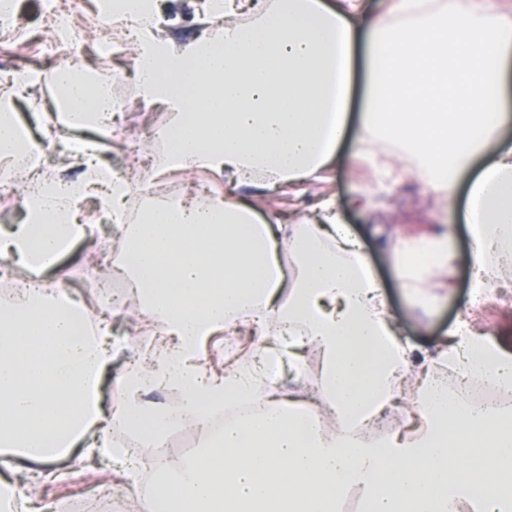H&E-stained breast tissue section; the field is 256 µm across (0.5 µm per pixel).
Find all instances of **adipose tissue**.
Here are the masks:
<instances>
[{"label": "adipose tissue", "mask_w": 512, "mask_h": 512, "mask_svg": "<svg viewBox=\"0 0 512 512\" xmlns=\"http://www.w3.org/2000/svg\"><path fill=\"white\" fill-rule=\"evenodd\" d=\"M186 0H113L105 14L137 47L138 97L163 107L168 147L138 186L107 162L83 158L76 176L34 164L13 111L37 73L0 78V158L29 187L24 222L0 239V266L56 269L72 241L88 239L80 204L95 198L119 224L117 270L160 327L161 355L120 379L124 403L105 412L99 385L112 363L106 321L88 315L55 280L21 289L0 307V456L48 463L82 442L125 473L138 463L113 447L122 427L159 442L173 425H205L212 407L256 398L262 411L206 436L193 455L157 466L155 512H336L355 490L362 512H512V404L461 402L456 383L488 380L512 393V349L476 333L462 312L434 354L400 338L362 246L332 202L283 225L235 195L297 185L324 172L350 138L358 70H365L362 132L400 141L432 186L467 176L473 239L471 308L512 263V15L478 0H204L208 27L173 36ZM68 128L87 103L100 120L117 106L91 96L67 66ZM205 169L224 194L174 199L164 187ZM136 223H124L128 210ZM256 337L249 363L208 372L202 352L228 329ZM319 350L317 402L284 393L270 363L302 367ZM177 389L172 412L148 408L144 391ZM416 419L380 440L363 431L403 394Z\"/></svg>", "instance_id": "adipose-tissue-1"}]
</instances>
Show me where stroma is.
Masks as SVG:
<instances>
[{"label": "stroma", "mask_w": 512, "mask_h": 512, "mask_svg": "<svg viewBox=\"0 0 512 512\" xmlns=\"http://www.w3.org/2000/svg\"><path fill=\"white\" fill-rule=\"evenodd\" d=\"M44 2L15 0L17 32L11 37L0 36V74L10 69L41 72L38 90L21 99L15 109L16 119L35 141H43L44 131L49 128L64 142L69 130L60 125L49 127L46 121L58 53L44 18ZM327 197L335 200L344 222L362 241L383 288L387 309L403 324L404 340L425 351L448 338L470 294L471 239L464 220L463 182H456L447 191L435 188L416 174L399 147L375 140L365 146L359 159L342 154L340 162L328 169L324 180L306 182L294 192L276 188L253 197L252 202L261 214H282L294 222L313 216L317 205ZM439 230L450 233L454 264L452 272L436 271L428 276V288L441 297L437 311L428 316L405 300L394 246ZM146 325V319L133 304L123 306L120 314L112 318L111 340L118 352L101 383V405L105 411H112L124 400L116 380L127 370L130 359L141 356L139 339ZM475 326L512 347V268L491 293ZM84 453V448L72 449L43 470L32 462L14 458L9 464H0V476H8L16 486L26 489V503L42 507L63 502L79 481L120 495L128 506H135L141 477H126L103 459H88Z\"/></svg>", "instance_id": "stroma-1"}]
</instances>
